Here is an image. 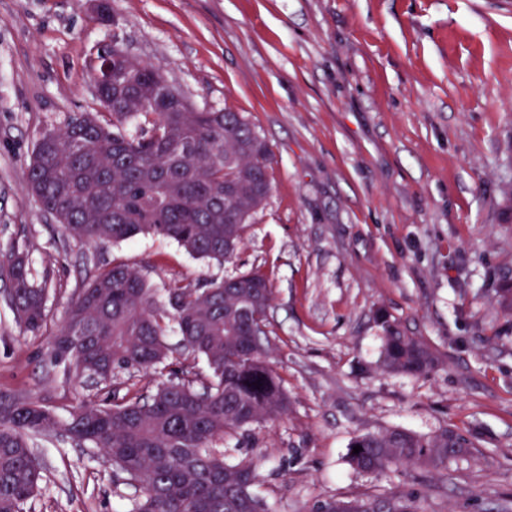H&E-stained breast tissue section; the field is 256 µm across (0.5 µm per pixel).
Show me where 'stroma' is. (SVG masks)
<instances>
[{
  "label": "stroma",
  "mask_w": 512,
  "mask_h": 512,
  "mask_svg": "<svg viewBox=\"0 0 512 512\" xmlns=\"http://www.w3.org/2000/svg\"><path fill=\"white\" fill-rule=\"evenodd\" d=\"M0 0V251L49 275L48 319L20 332L0 295V393L59 417L109 399L47 360L89 276L138 270L163 301L261 271L272 288L268 361L287 415L225 436L258 467L271 512L319 500L416 495L423 512H512V0ZM116 44L196 107L240 113L271 153L270 196L225 262L158 235L65 240L25 171L39 134L97 112L89 62ZM424 337L440 366L383 372L379 316ZM472 441L446 470L375 476L352 439L444 425ZM46 471L25 512H125L126 487L90 447L37 440Z\"/></svg>",
  "instance_id": "stroma-1"
}]
</instances>
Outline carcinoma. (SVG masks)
Segmentation results:
<instances>
[{
  "label": "carcinoma",
  "mask_w": 512,
  "mask_h": 512,
  "mask_svg": "<svg viewBox=\"0 0 512 512\" xmlns=\"http://www.w3.org/2000/svg\"><path fill=\"white\" fill-rule=\"evenodd\" d=\"M112 65L125 73L102 90L107 111L77 112L37 138L26 179L62 235L110 243L138 234L171 238L192 254L221 262L271 190L270 151L237 112L199 110L182 94L160 92L165 76L129 55ZM0 281L16 323L38 333L46 320L48 277L35 280L26 255H0ZM164 307L147 280L124 265L94 275L71 301L65 325L49 342L51 362L83 382L112 386L128 374L126 392L102 403L82 401L65 420L41 401L0 395V512H23L40 490L43 463L33 441L51 433L98 449L117 483L133 489L128 512H266L252 487L251 460L232 461L213 443L287 413L288 395L267 361L266 312L272 291L259 271L241 285L193 287L171 280ZM175 323L188 363L167 373L168 324ZM381 367L411 377L439 360L421 336L387 317ZM211 369L197 387L189 359ZM350 464L366 474L391 469L438 472L472 442L459 430L432 434L403 428L355 438ZM311 512H421L418 500L392 494L331 499Z\"/></svg>",
  "instance_id": "1"
}]
</instances>
